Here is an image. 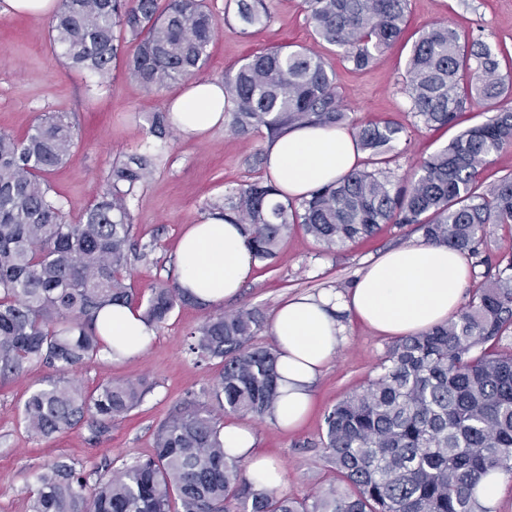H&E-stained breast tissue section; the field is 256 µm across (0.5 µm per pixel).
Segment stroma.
I'll use <instances>...</instances> for the list:
<instances>
[{
	"mask_svg": "<svg viewBox=\"0 0 512 512\" xmlns=\"http://www.w3.org/2000/svg\"><path fill=\"white\" fill-rule=\"evenodd\" d=\"M207 3L217 30L197 79L223 80L226 72L272 46L316 47L327 68L335 72L342 109L355 123L390 121L405 127L403 138L382 165L395 185L413 173L418 161L489 117L486 108L474 105L460 114L455 127L435 129L412 116L405 92V60L426 26L443 22L482 39L497 55L499 75L512 78V0H408L402 40L362 71L353 69L340 49L316 43L304 0H271L267 22L245 32L227 18L229 0ZM136 48V42L123 40L121 60L109 83L89 90L87 72L57 59L48 19L8 12L0 0V131L21 137L40 113L70 114L77 132L75 144L68 160L47 175L51 194L63 203L69 221L78 222L99 199L112 162L135 152L156 157L151 175L129 203L133 235L145 251L133 261L127 282L135 295L144 297L150 284L177 277L178 239L187 226L208 213L210 203L223 200L241 183L264 179L265 170L255 156L265 150L269 139L262 131L240 138L223 127L201 139L174 132L163 139L150 136L153 114L166 111L187 83L174 81L160 91L147 92L123 65ZM421 236L414 227L385 224L372 238L328 252L302 229H294L270 264L253 263L239 297L225 301L222 309L256 307L269 319L290 297L330 290L345 293L370 263ZM509 251L512 226L488 225L476 255L469 258V285L480 283L487 263ZM210 312L207 306L177 307L141 355L116 360L102 352L93 363L73 371V378L89 394L109 380L146 378L154 384L139 408L113 422L100 437L85 422L49 439L27 432L20 410L32 389L54 377L52 368L35 365L20 376L0 379V512H29L35 477L53 463L64 462L89 474L147 457L156 425L172 409L186 401H208L221 367L215 360H198L187 344L189 331ZM341 321L346 325L345 341L315 383L310 411L298 428L286 432L266 418L238 419L254 429L258 450L281 464L278 495L300 499L332 482L320 441L324 413L376 377L392 343L390 337L349 316Z\"/></svg>",
	"mask_w": 512,
	"mask_h": 512,
	"instance_id": "35a3bbf8",
	"label": "stroma"
}]
</instances>
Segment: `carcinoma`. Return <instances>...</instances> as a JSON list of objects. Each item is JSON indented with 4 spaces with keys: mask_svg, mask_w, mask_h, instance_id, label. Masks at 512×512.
Returning <instances> with one entry per match:
<instances>
[{
    "mask_svg": "<svg viewBox=\"0 0 512 512\" xmlns=\"http://www.w3.org/2000/svg\"><path fill=\"white\" fill-rule=\"evenodd\" d=\"M318 40L364 69L390 49L406 25L407 0H305ZM267 0H235L241 32L269 18ZM49 28L53 50L103 84L120 40L139 42L128 73L148 91L189 79L206 62L215 20L205 0H57ZM497 55L484 41L444 24L423 30L405 62L410 112L427 127H446L473 104L505 98ZM232 104L229 131L274 138L298 124L341 127L334 73L314 51L273 47L224 74ZM170 112L152 117L162 139ZM368 163L405 128L354 126ZM65 112L38 116L18 139L0 131V377L32 364L56 371L25 400V428L51 438L86 421L97 435L139 407L145 379L110 380L87 394L70 371L101 349L115 353L97 326L100 313L133 303L126 284L133 254L128 201L151 173L153 158L134 153L109 168L106 187L74 224L51 196L45 175L75 144ZM512 145V108H498L420 160L408 184L391 188L377 169H354L303 200L281 202L268 182L239 185L210 211L244 225L254 261L270 263L288 233L301 227L333 252L377 233L383 224L413 225L424 240L475 251L489 224H512V177L481 188L479 167ZM142 317L154 327L191 303L178 280L153 283ZM254 308L206 316L189 332L188 349L220 360L210 401H188L154 432V455L96 474L65 463L37 476L31 512H490L473 497L489 471L512 477V252L488 268L448 322L402 336L380 373L324 416L321 444L335 481L298 499L257 490L243 459L224 453L221 415L265 418L278 398L277 352L255 344L263 329Z\"/></svg>",
    "mask_w": 512,
    "mask_h": 512,
    "instance_id": "1",
    "label": "carcinoma"
}]
</instances>
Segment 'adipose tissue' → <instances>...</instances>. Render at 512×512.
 Masks as SVG:
<instances>
[{
    "mask_svg": "<svg viewBox=\"0 0 512 512\" xmlns=\"http://www.w3.org/2000/svg\"><path fill=\"white\" fill-rule=\"evenodd\" d=\"M224 86L199 80L172 102L173 125L183 135L200 136L224 124ZM361 156L353 131L312 124L285 130L266 147V179L280 201L299 200L356 168ZM178 254L179 284L204 306L223 304L238 295L252 270L241 225L214 213L183 234ZM469 278L463 252L444 245L412 243L370 264L344 294L331 291L288 299L275 311L271 336L278 353L280 396L271 415L274 424L294 429L310 410V388L345 339L336 318L344 310L386 336H409L443 324L461 306ZM155 329L132 305L112 309V340L120 355L140 354ZM224 449L248 460L247 476L256 488H275L280 465L255 450L254 431L225 425Z\"/></svg>",
    "mask_w": 512,
    "mask_h": 512,
    "instance_id": "ef3b65f1",
    "label": "adipose tissue"
}]
</instances>
